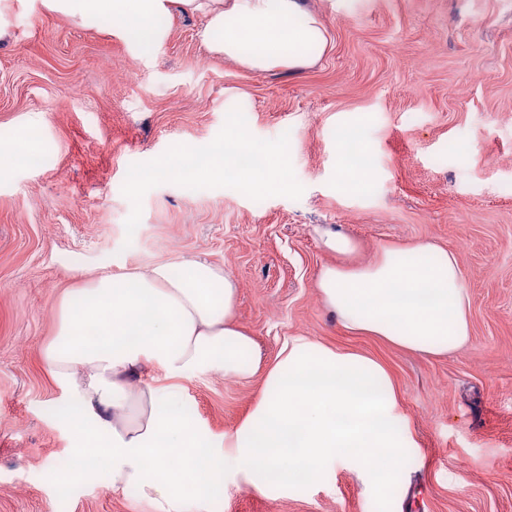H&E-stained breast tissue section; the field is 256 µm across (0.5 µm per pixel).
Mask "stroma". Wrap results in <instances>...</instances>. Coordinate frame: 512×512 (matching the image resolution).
<instances>
[{
  "mask_svg": "<svg viewBox=\"0 0 512 512\" xmlns=\"http://www.w3.org/2000/svg\"><path fill=\"white\" fill-rule=\"evenodd\" d=\"M301 2L327 43L310 66L267 71L205 50L198 15L172 12L147 47L43 0L5 13L0 131L41 115L48 163L0 178V512H151L137 490L113 494L103 467L65 489L46 482L71 440L42 349L66 292L186 257L235 282V318L264 361L302 335L380 362L416 442L380 492L339 471L295 498L220 492L202 512H512V0ZM235 125L286 152L283 188L154 176L172 143L202 147ZM346 131L370 158L357 191L339 177ZM326 227L357 251H326ZM419 242L456 253L469 289L470 340L450 356L344 329L315 286L323 266ZM261 382L207 373L179 386L221 436Z\"/></svg>",
  "mask_w": 512,
  "mask_h": 512,
  "instance_id": "1",
  "label": "stroma"
}]
</instances>
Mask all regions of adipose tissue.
I'll list each match as a JSON object with an SVG mask.
<instances>
[{"label": "adipose tissue", "instance_id": "obj_1", "mask_svg": "<svg viewBox=\"0 0 512 512\" xmlns=\"http://www.w3.org/2000/svg\"><path fill=\"white\" fill-rule=\"evenodd\" d=\"M74 18H111L115 28L160 44L155 21L172 5L201 14L209 52L253 70L312 63L326 31L300 0H46ZM341 178L359 188L369 174L361 140L339 141ZM286 155L258 153L233 129L198 148L176 144L156 172L228 180L248 195L275 185ZM156 263L86 281L62 297L43 361L64 388L71 466L48 470L56 486L104 462L113 493L138 488L153 512L203 507L214 490L285 497L342 470L366 491L392 484L412 441L386 369L362 353L308 337L283 342L263 363L254 338L234 320L237 288L193 259ZM325 304L350 331L380 336L427 355L449 354L470 338L469 294L458 258L428 243L386 248L362 266L327 265L318 276ZM219 372L262 374L250 413L230 434H211L182 402L180 379Z\"/></svg>", "mask_w": 512, "mask_h": 512}]
</instances>
